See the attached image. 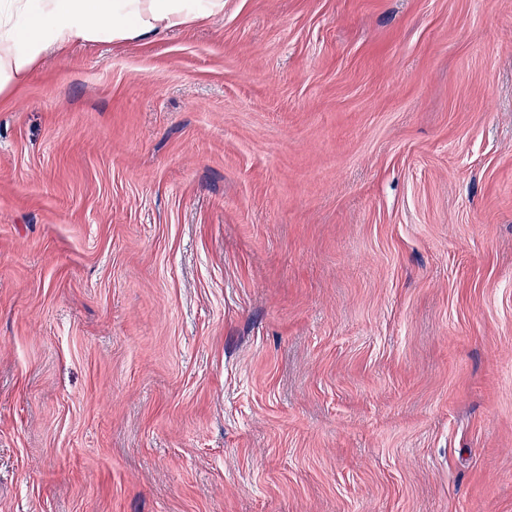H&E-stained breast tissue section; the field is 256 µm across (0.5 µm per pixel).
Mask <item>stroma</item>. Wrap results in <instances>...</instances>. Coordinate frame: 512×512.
<instances>
[{"label": "stroma", "mask_w": 512, "mask_h": 512, "mask_svg": "<svg viewBox=\"0 0 512 512\" xmlns=\"http://www.w3.org/2000/svg\"><path fill=\"white\" fill-rule=\"evenodd\" d=\"M0 512H512V0H224L0 98Z\"/></svg>", "instance_id": "35a3bbf8"}]
</instances>
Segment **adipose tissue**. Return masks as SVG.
<instances>
[{
  "mask_svg": "<svg viewBox=\"0 0 512 512\" xmlns=\"http://www.w3.org/2000/svg\"><path fill=\"white\" fill-rule=\"evenodd\" d=\"M223 9L224 0H0V97L47 48L157 35Z\"/></svg>",
  "mask_w": 512,
  "mask_h": 512,
  "instance_id": "adipose-tissue-1",
  "label": "adipose tissue"
}]
</instances>
